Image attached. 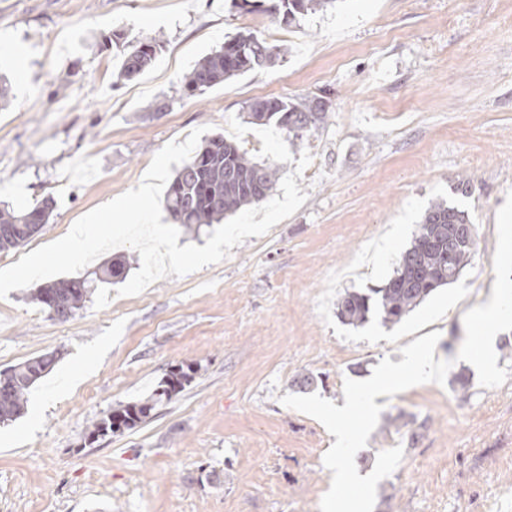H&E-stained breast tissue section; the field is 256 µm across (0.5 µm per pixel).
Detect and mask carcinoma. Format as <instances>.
<instances>
[{
  "instance_id": "cac0c4a2",
  "label": "carcinoma",
  "mask_w": 512,
  "mask_h": 512,
  "mask_svg": "<svg viewBox=\"0 0 512 512\" xmlns=\"http://www.w3.org/2000/svg\"><path fill=\"white\" fill-rule=\"evenodd\" d=\"M262 7L271 16L292 24L297 16L323 7L332 0H268ZM122 41L117 70L119 81L131 80L149 70L158 57L162 41L141 36L128 39L119 33L105 38ZM284 53L283 48L246 30L238 32L224 45L205 54L184 78V88L201 96L211 88L258 67L269 66ZM327 102L306 95L298 99H256L248 107L253 124H275L292 140H301L325 123ZM276 170L258 163L235 142L217 134L204 140L200 151L176 172L163 204L169 215L188 231L232 215L245 206L265 200L273 189ZM55 208L48 196L26 210L0 208V251L23 246L31 238L30 224H47ZM471 223L468 212L445 202H435L426 210L409 247L401 254L393 275L386 283L366 292L348 291L336 303L338 318L347 325L359 326L373 315L385 324L400 322L434 291L455 282L476 254L477 245L461 243L448 249V225ZM127 261L120 259L104 266L98 275L102 282L124 276ZM95 291L94 281L85 278L62 279L37 289L36 300L45 308L56 303L68 315L85 306ZM53 353L30 358L0 372V423L19 418L25 410L30 388L53 367ZM192 367L169 371L153 392L136 402L118 404L92 424L86 439L131 430L151 419L157 407L168 403L191 379Z\"/></svg>"
}]
</instances>
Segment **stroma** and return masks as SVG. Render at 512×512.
I'll return each mask as SVG.
<instances>
[{
    "label": "stroma",
    "instance_id": "35a3bbf8",
    "mask_svg": "<svg viewBox=\"0 0 512 512\" xmlns=\"http://www.w3.org/2000/svg\"><path fill=\"white\" fill-rule=\"evenodd\" d=\"M114 30L162 35L155 66L114 82L118 59L98 49ZM245 30L285 54L187 95L196 61ZM0 71L11 81L0 202L56 203L39 233L0 252V269L137 187L154 155L196 128L281 177L312 156L296 181L306 202L217 264L134 296L102 284L64 321L33 287L0 299V370L58 356L24 414L0 423V512H319L335 438L282 396L310 373L314 393L343 401L345 379L400 362L401 347L435 331L437 359L452 363L444 385L376 397L383 410L356 455L364 476L380 451L404 450L374 512L512 503V376L484 388L456 358L464 313L491 298L496 214L512 190V0H333L290 25L233 0H0ZM307 94L329 112L303 140L247 121L255 99ZM436 201L475 226L460 279L399 323H342L338 298L382 285ZM184 361L193 380L151 420L84 444L94 420Z\"/></svg>",
    "mask_w": 512,
    "mask_h": 512
}]
</instances>
